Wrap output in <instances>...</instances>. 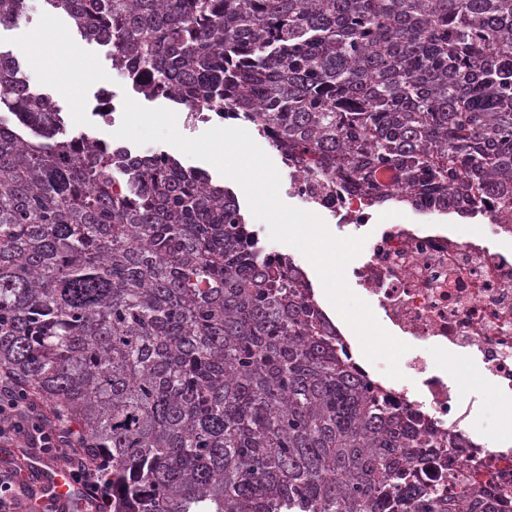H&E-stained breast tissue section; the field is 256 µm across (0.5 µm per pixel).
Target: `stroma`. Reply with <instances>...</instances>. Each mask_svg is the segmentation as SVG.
I'll use <instances>...</instances> for the list:
<instances>
[{
  "label": "stroma",
  "instance_id": "35a3bbf8",
  "mask_svg": "<svg viewBox=\"0 0 512 512\" xmlns=\"http://www.w3.org/2000/svg\"><path fill=\"white\" fill-rule=\"evenodd\" d=\"M45 36L53 39L60 58L58 73L53 78L45 75L28 55L29 47ZM0 50L17 55L31 86L48 94L59 107L66 119V136L89 132L113 141L111 125L103 123L95 114L97 92L107 85L121 98L131 94L132 88L113 70L107 47L83 38L65 15H48L42 0H29L26 17L17 24L0 26ZM448 371L452 380L472 391L485 393L487 407L475 418L474 424L488 435L500 434L499 401L494 395L486 394L477 370L459 364L452 356L448 359Z\"/></svg>",
  "mask_w": 512,
  "mask_h": 512
}]
</instances>
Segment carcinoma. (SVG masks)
<instances>
[{"mask_svg":"<svg viewBox=\"0 0 512 512\" xmlns=\"http://www.w3.org/2000/svg\"><path fill=\"white\" fill-rule=\"evenodd\" d=\"M147 98L260 112L306 170L470 218L512 212V0H44ZM27 0H0V25ZM0 51V367L105 468L112 512H502L421 481L370 390L232 191L165 151L62 135ZM124 185L112 195V182Z\"/></svg>","mask_w":512,"mask_h":512,"instance_id":"1","label":"carcinoma"}]
</instances>
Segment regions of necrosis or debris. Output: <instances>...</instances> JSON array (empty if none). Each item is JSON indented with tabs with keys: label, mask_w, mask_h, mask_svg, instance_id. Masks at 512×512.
<instances>
[{
	"label": "necrosis or debris",
	"mask_w": 512,
	"mask_h": 512,
	"mask_svg": "<svg viewBox=\"0 0 512 512\" xmlns=\"http://www.w3.org/2000/svg\"><path fill=\"white\" fill-rule=\"evenodd\" d=\"M282 184L307 211L334 221L341 236L366 239L347 283L409 349L403 379L372 363L363 374L396 408L421 415L427 439L454 437L455 449H440L428 467L429 482L474 479L512 507V442L491 445L473 425L484 397L448 377L453 354L476 368L493 394L512 399V221L489 202L485 234L467 238L439 223V209L425 202L398 222L388 218L397 202L381 207L329 174L288 163Z\"/></svg>",
	"instance_id": "4bbe7bcc"
}]
</instances>
